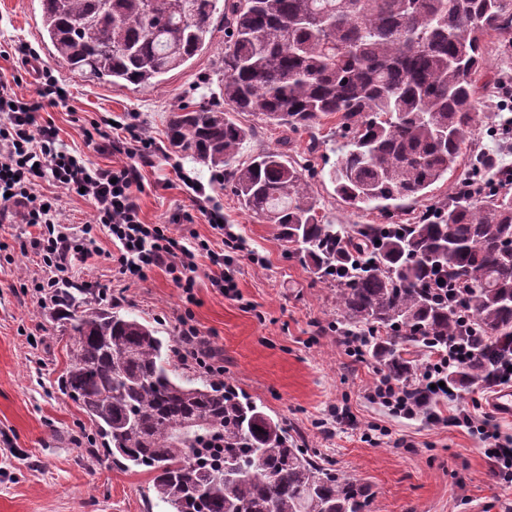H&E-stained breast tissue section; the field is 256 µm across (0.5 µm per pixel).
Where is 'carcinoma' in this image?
Masks as SVG:
<instances>
[{"label":"carcinoma","mask_w":512,"mask_h":512,"mask_svg":"<svg viewBox=\"0 0 512 512\" xmlns=\"http://www.w3.org/2000/svg\"><path fill=\"white\" fill-rule=\"evenodd\" d=\"M40 0L54 55L82 77L147 88L208 47L224 22V106L171 113V150L222 173L242 207L274 224L313 274L336 286L342 328L359 336L394 381L413 383V350L460 343L448 370L458 389L493 380L512 357V193L476 175L438 212L395 231L388 224H328L311 185L286 155L236 163L254 129L230 112L286 127L336 116L346 142L328 172L353 208L417 200L459 166L476 121L473 76L485 37L512 34V0ZM230 112H225L224 107ZM465 292L455 309L425 287L439 272ZM49 302L72 341L63 394L96 428V452L153 474L166 512H368V485L321 466L286 425L223 382L176 379L158 330L59 288ZM475 331H462L461 317ZM253 456L248 477L224 465Z\"/></svg>","instance_id":"cac0c4a2"}]
</instances>
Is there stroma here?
Instances as JSON below:
<instances>
[{
    "label": "stroma",
    "mask_w": 512,
    "mask_h": 512,
    "mask_svg": "<svg viewBox=\"0 0 512 512\" xmlns=\"http://www.w3.org/2000/svg\"><path fill=\"white\" fill-rule=\"evenodd\" d=\"M27 45L71 92L63 106L42 113V123L57 129L63 150L96 166L112 164L114 158L86 141L85 128L109 117L140 125L164 145L178 106L208 103L219 94L220 25L208 48L168 73L163 83L144 89L92 83L70 73L41 37L40 0H0V77L19 74L21 49ZM487 48L486 65L477 75L480 110L466 134L461 164L422 200L395 201L384 211L347 207L327 177L343 143L332 117L312 130H292L234 113V120L255 130L240 158L283 150L332 223H415L419 214L438 210L458 190L480 154L512 161V135L503 134L498 123L501 97L493 83L497 77L512 81V60L497 37L489 38ZM143 175L142 221L172 224L174 214L192 213L193 223L172 224L174 233L196 236L215 250L222 237L198 208L220 206L244 246L235 255L241 300H229L213 286L204 257L191 303L166 270L128 279L111 257L116 247L104 231L97 238L101 255L75 261L73 282L166 336L177 335L181 317L191 316L223 360L225 381L281 419L296 444L318 462L368 483L374 494L371 512H506L512 507V485L494 474L483 442L468 428L399 419L365 399V389L383 370L373 357L356 361L339 343L335 287L286 251L274 225L245 212L230 184L215 180L207 166L167 151ZM189 178L204 184V195L186 186ZM30 233L28 225L0 222V512H164L150 473L120 470L75 442L95 428L59 389L70 364V342L33 286L43 264L28 248ZM335 407L344 413L333 429L317 428Z\"/></svg>",
    "instance_id": "35a3bbf8"
}]
</instances>
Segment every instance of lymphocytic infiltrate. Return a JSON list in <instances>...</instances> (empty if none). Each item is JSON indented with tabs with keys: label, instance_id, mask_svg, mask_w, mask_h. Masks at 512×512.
<instances>
[{
	"label": "lymphocytic infiltrate",
	"instance_id": "lymphocytic-infiltrate-1",
	"mask_svg": "<svg viewBox=\"0 0 512 512\" xmlns=\"http://www.w3.org/2000/svg\"><path fill=\"white\" fill-rule=\"evenodd\" d=\"M32 73L35 94L30 98L19 96L10 81H0V113L8 117L7 127L0 129V221L8 219L36 227L30 245L48 272L37 285L39 292L71 285L73 259L99 254L96 231L103 227L119 245L118 263L124 273L142 279L152 268H165L190 301L194 298L198 258L203 255L218 267L215 283L225 298L241 300L232 256L214 251L207 241L189 244L184 236L171 232V224L192 223V215L173 216L168 225L141 221L136 192L141 187L142 167L153 160L154 141L136 125H120L103 148L122 156L123 161L107 167L88 165L60 150L56 130L42 124L40 118L42 112L63 105L70 91L47 68L36 67ZM45 182L82 193L93 208L91 221L76 232L58 224L59 199L42 191ZM464 356V349L449 345L447 350L434 353L419 370L413 386L385 377L366 390L365 398L384 407L391 416L415 419L424 404L435 407L441 400L456 399L455 389L446 384L448 368ZM430 418L444 425L466 426L479 435L487 444L485 454L495 474L512 483V435L502 433L489 416L462 413L448 418L434 410Z\"/></svg>",
	"mask_w": 512,
	"mask_h": 512
}]
</instances>
